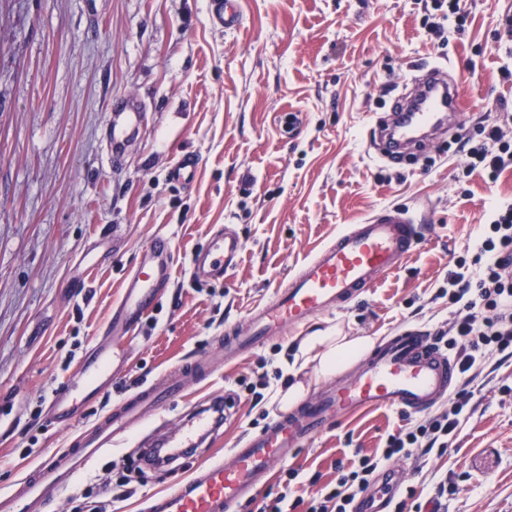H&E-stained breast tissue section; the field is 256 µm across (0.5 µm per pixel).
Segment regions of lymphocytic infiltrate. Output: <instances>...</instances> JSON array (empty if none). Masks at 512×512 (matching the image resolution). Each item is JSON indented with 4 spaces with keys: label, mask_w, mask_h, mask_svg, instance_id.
Instances as JSON below:
<instances>
[{
    "label": "lymphocytic infiltrate",
    "mask_w": 512,
    "mask_h": 512,
    "mask_svg": "<svg viewBox=\"0 0 512 512\" xmlns=\"http://www.w3.org/2000/svg\"><path fill=\"white\" fill-rule=\"evenodd\" d=\"M481 133V140L467 150V168L482 170L493 181L512 167V143L495 125L483 127ZM485 222L487 230L478 248L481 273L475 280L450 275L448 301L457 311L450 329L436 333L454 349L460 375L470 379L491 356L512 357V269L504 263L505 255H512V203L494 207ZM472 397V391L458 390L449 397L447 409L390 435L380 453L360 457L355 467L338 469L335 485L312 498L306 512H352L354 501L390 462L416 454H445L448 438L465 419Z\"/></svg>",
    "instance_id": "lymphocytic-infiltrate-1"
}]
</instances>
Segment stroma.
Segmentation results:
<instances>
[{"label": "stroma", "mask_w": 512, "mask_h": 512, "mask_svg": "<svg viewBox=\"0 0 512 512\" xmlns=\"http://www.w3.org/2000/svg\"><path fill=\"white\" fill-rule=\"evenodd\" d=\"M240 3L241 27L220 30L208 22L209 0H0V494L68 446L72 429L51 423L42 398L106 341L123 281L156 235L171 240V279L124 337L126 358L80 422L121 408L137 383L164 379L184 383L186 394L146 421L174 434L191 408L227 396L224 427L167 478L126 472L138 454L118 443L50 512H74L86 494L103 512H146L209 455H228L282 411L275 375L309 330L337 327L381 342L403 326L448 328L454 309L441 292L449 273L475 276L485 210L512 202V167L493 183L466 173L447 132L401 164L368 148L412 65L435 63L468 75L474 110L462 134L496 124L512 141L507 0H469L464 29L446 24L441 39L425 24L430 0ZM122 97L144 101L147 122L112 167L106 119ZM292 112L302 121L291 130ZM188 154L199 161L196 181L171 180ZM387 205L431 227L400 269L308 328L285 329L225 361L226 329L285 287L343 225ZM217 224L233 225L244 251L224 278L195 279L192 259ZM204 355L219 369L200 384L182 365ZM264 374L272 381L258 401L249 387ZM470 388L472 413L449 453L402 460L401 491L422 504L446 479L459 490L443 512H512V358H490ZM420 421L389 409L340 419L275 465L237 512H257L283 490L292 501L311 499L334 481L336 462L352 466Z\"/></svg>", "instance_id": "35a3bbf8"}]
</instances>
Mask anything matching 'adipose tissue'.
I'll return each mask as SVG.
<instances>
[{
	"mask_svg": "<svg viewBox=\"0 0 512 512\" xmlns=\"http://www.w3.org/2000/svg\"><path fill=\"white\" fill-rule=\"evenodd\" d=\"M374 345L375 339L371 336H346L337 329L319 330L301 340L288 371L295 375L300 365L316 364L313 379L318 382L336 374L347 362L362 356Z\"/></svg>",
	"mask_w": 512,
	"mask_h": 512,
	"instance_id": "ef3b65f1",
	"label": "adipose tissue"
}]
</instances>
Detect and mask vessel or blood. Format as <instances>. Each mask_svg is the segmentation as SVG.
I'll return each instance as SVG.
<instances>
[{
	"label": "vessel or blood",
	"mask_w": 512,
	"mask_h": 512,
	"mask_svg": "<svg viewBox=\"0 0 512 512\" xmlns=\"http://www.w3.org/2000/svg\"><path fill=\"white\" fill-rule=\"evenodd\" d=\"M209 23L217 29L239 27L237 0H210ZM468 110L460 72L446 65L423 70L414 78L413 94L402 99L386 124L377 126L373 147L378 158L400 162L408 149L420 147L430 130L445 122L461 126ZM146 117L140 100H115L106 137L108 164L120 162L125 146L143 128ZM198 171L196 157L187 155L171 170L170 177L190 184ZM424 239V227L417 217L393 205L371 212L363 223L348 225L300 267L286 288L276 290L249 313L234 335L227 337L225 357L236 358L259 347L266 337L304 325L312 317L333 312L361 297L379 277L400 268ZM243 249L237 234L214 227L209 248L193 259L194 277L223 278L236 265ZM172 263L169 239L155 237L124 285L113 324L129 332L142 322L159 288L170 280ZM119 356L112 346L96 345L82 362L75 380L53 395L51 421L76 427V435L68 447L52 452L31 471L18 490L0 496V512H42L47 503L72 487L118 437L130 432L128 415H142L144 410L181 396L180 383L145 384L127 400V412L109 410L90 426L78 427L81 393L96 395L108 388ZM458 382L456 362L443 343L427 331L401 328L366 357L356 375L307 400L296 413H280L261 431L245 436L238 448L232 449L230 459L206 463L191 479L155 497L149 512H232L275 464L287 459L292 448L318 436L332 421L368 408L409 415L424 413L447 398ZM213 433V421L200 410L188 418L180 437L156 434L145 455L185 459ZM400 484L396 469L385 470L376 487L354 504V512H392Z\"/></svg>",
	"instance_id": "1"
}]
</instances>
